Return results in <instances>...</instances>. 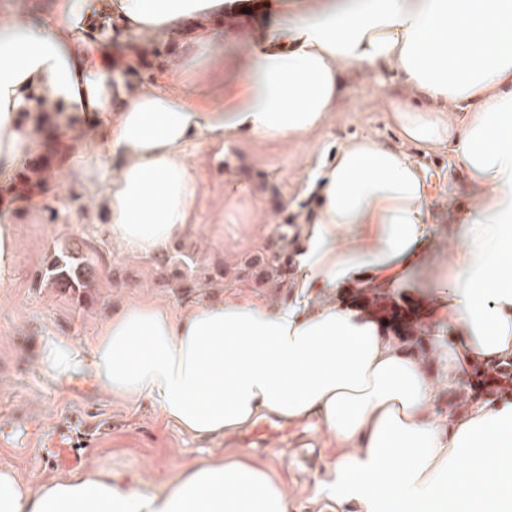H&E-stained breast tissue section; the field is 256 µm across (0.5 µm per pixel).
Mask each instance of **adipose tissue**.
Returning a JSON list of instances; mask_svg holds the SVG:
<instances>
[{
	"label": "adipose tissue",
	"instance_id": "obj_1",
	"mask_svg": "<svg viewBox=\"0 0 512 512\" xmlns=\"http://www.w3.org/2000/svg\"><path fill=\"white\" fill-rule=\"evenodd\" d=\"M224 0H65L40 31L0 36V188L12 187L37 142L26 119L48 111L53 141L98 136L69 163L67 183L92 185L110 238L130 253L166 250L190 229L197 185L186 162L198 140L246 135L288 144L325 125L344 95L343 74L396 71L418 106L386 97L400 136L444 150L468 177L474 203L450 215L454 245L422 303L451 327L445 383L476 364L512 361V0H317L296 5L284 29L253 42L243 90L213 107L190 94L127 82L140 56L112 51V34L180 32ZM110 18L112 33L94 32ZM316 212L288 299L277 308L241 295L182 315L149 300L106 321L91 347L48 342L54 375L85 368L114 398L151 399L198 438L276 417L319 418L342 452L336 496L351 512H512V397L439 413L441 386L371 310L313 306L339 288L411 291L435 230L422 165L371 137L350 142L320 172ZM22 201L0 199V286L12 279ZM444 383V384H445ZM0 512H288L284 485L247 455L182 469L158 492L85 471L31 493L0 466Z\"/></svg>",
	"mask_w": 512,
	"mask_h": 512
}]
</instances>
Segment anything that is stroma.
Listing matches in <instances>:
<instances>
[{"mask_svg":"<svg viewBox=\"0 0 512 512\" xmlns=\"http://www.w3.org/2000/svg\"><path fill=\"white\" fill-rule=\"evenodd\" d=\"M244 14L223 19L203 15L176 37L145 42L140 80L161 77V89H190L212 106L224 102V85L242 80L251 41L282 26L288 0H250ZM64 0H0V29L34 28L55 16ZM212 33L214 48L198 67L181 73L177 62L194 49L200 34ZM386 86L360 68L348 67L346 93L329 123L294 144L259 145L247 138L203 142L188 153L197 183L192 231L159 254L142 257L101 233L90 212L99 188L75 193L61 173L47 172L59 193L54 214H22L17 230L21 247L11 282L0 288V465L16 470L31 489L71 471L97 470L123 475L136 487L161 489L186 466L214 457L249 453L281 476L288 512H336L332 462L338 449L318 419L288 424L259 420L255 437L237 434L199 440L165 421L150 400H114L83 370L56 378L38 362L48 341L63 336L89 348L100 326L128 303L147 299L182 313L211 299L255 293L268 307L288 296L275 283L256 289L251 283L224 287L217 268L235 275L255 258L262 240L251 237L257 224H280L283 218L305 224L316 207L310 174L327 166L347 140L370 136L400 145L401 139L383 106L385 95L400 94L399 81L386 72ZM431 185L428 209L436 226L429 268L419 275L429 287L447 266L448 212L471 205L465 174L450 166L447 152L419 158ZM69 253L74 263L95 268L88 301L56 287L43 272L54 254ZM73 432L92 427L84 459L69 467L57 451L69 444L60 425Z\"/></svg>","mask_w":512,"mask_h":512,"instance_id":"35a3bbf8","label":"stroma"}]
</instances>
